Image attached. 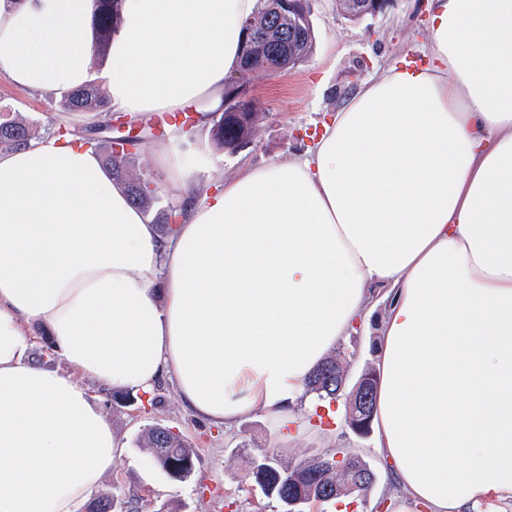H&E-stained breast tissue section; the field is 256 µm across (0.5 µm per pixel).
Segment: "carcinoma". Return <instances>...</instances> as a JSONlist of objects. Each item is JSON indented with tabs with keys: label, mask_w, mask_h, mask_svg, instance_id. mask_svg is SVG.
Wrapping results in <instances>:
<instances>
[{
	"label": "carcinoma",
	"mask_w": 512,
	"mask_h": 512,
	"mask_svg": "<svg viewBox=\"0 0 512 512\" xmlns=\"http://www.w3.org/2000/svg\"><path fill=\"white\" fill-rule=\"evenodd\" d=\"M255 26V34L247 63L240 64L237 81L243 88L248 87L249 78L254 74L271 75L304 64L309 59L315 45V29L311 18L304 19L302 26H296L286 16L273 11L272 0H257L254 12L247 17ZM121 22V0H94L92 22V52L94 64L101 66L106 61L112 35ZM60 106L63 113L94 112L99 123L112 126V114L107 112L108 99L103 85L91 81L83 87L62 96ZM243 121L232 128L224 127L223 118L210 119L208 130L209 144L218 151H229L238 139H249L261 115L258 102L247 97L238 104ZM54 133L60 137L71 138L75 142L99 150L105 149V166L112 170L114 179L132 202L146 215L151 223L162 226V234L171 235L179 224L177 209L174 205H160L162 195L145 178L130 170L131 161L141 149L133 151L125 148L116 139L102 141L87 138L75 125L59 117ZM35 139L34 126H30L15 115L0 114V152H9L24 148ZM307 391L319 398L335 400L340 397L336 392V359L326 361L306 384ZM138 447L146 451L148 460L168 478L180 480L182 467L195 468L198 456L192 446L170 429L152 426L142 430L137 438ZM249 476L260 486L268 498L280 502L286 498H318L330 492L333 499L354 492L366 495L371 487L368 482L360 481V473L348 466L334 464L320 468L318 458H309L293 467H285L273 457L265 465H252Z\"/></svg>",
	"instance_id": "carcinoma-1"
}]
</instances>
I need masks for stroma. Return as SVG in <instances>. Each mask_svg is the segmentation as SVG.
I'll return each instance as SVG.
<instances>
[{
  "mask_svg": "<svg viewBox=\"0 0 512 512\" xmlns=\"http://www.w3.org/2000/svg\"><path fill=\"white\" fill-rule=\"evenodd\" d=\"M432 4L433 0H390L382 12L352 19L341 11L338 0H312L316 44L309 60L277 75H254L251 91L263 114L248 147L232 155L214 153L222 175L229 178L251 166L298 157L364 84L390 68L423 60L430 45ZM0 106L9 107L45 135L56 122L59 97L17 87L0 76ZM373 342L360 330L336 346L347 386H354L365 368L375 366ZM81 382L100 399L124 445L122 459L101 484L118 499L132 501L138 512H159L163 507L168 512H282L281 504L265 497L248 478L250 459L274 454L282 464L294 466L336 448L361 456L376 479L366 498L354 500L345 510L320 503L312 512H427L423 506L402 502L374 435H358L348 426L345 399L318 404V429L284 446L271 420L260 415L245 417L228 431L201 420L185 408L169 378L160 380L148 396L117 393L86 376ZM157 424L194 446L198 462L189 480L166 477L136 446L141 430Z\"/></svg>",
  "mask_w": 512,
  "mask_h": 512,
  "instance_id": "35a3bbf8",
  "label": "stroma"
}]
</instances>
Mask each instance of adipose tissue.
<instances>
[{"mask_svg": "<svg viewBox=\"0 0 512 512\" xmlns=\"http://www.w3.org/2000/svg\"><path fill=\"white\" fill-rule=\"evenodd\" d=\"M255 0H122L95 68L92 0H0V76L62 93L98 79L133 118L222 109ZM164 169V237L89 147L0 154V512H75L123 454L102 404L29 357L43 324L74 369L152 394L163 375L224 429L279 438L355 323L377 333L376 446L405 496L477 512L512 494V0H435L429 63L388 72L296 159L226 179L206 151ZM214 189L196 195L201 172Z\"/></svg>", "mask_w": 512, "mask_h": 512, "instance_id": "obj_1", "label": "adipose tissue"}]
</instances>
